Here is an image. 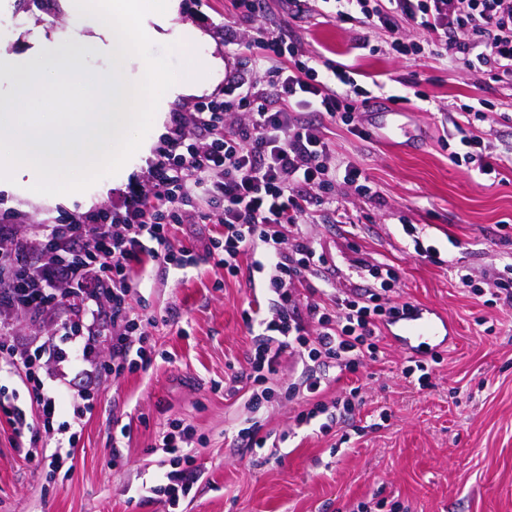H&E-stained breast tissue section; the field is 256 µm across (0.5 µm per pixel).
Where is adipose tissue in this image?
I'll return each mask as SVG.
<instances>
[{"label":"adipose tissue","mask_w":512,"mask_h":512,"mask_svg":"<svg viewBox=\"0 0 512 512\" xmlns=\"http://www.w3.org/2000/svg\"><path fill=\"white\" fill-rule=\"evenodd\" d=\"M67 32L35 29L36 54H0V190L79 198L88 180L126 181L148 155L145 127L161 129L169 103L201 94L219 59L202 34L178 23L180 0H60ZM164 41L185 54L179 72L149 55ZM106 58L89 67L90 51Z\"/></svg>","instance_id":"1"}]
</instances>
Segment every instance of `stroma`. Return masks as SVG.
I'll return each instance as SVG.
<instances>
[{"instance_id": "stroma-1", "label": "stroma", "mask_w": 512, "mask_h": 512, "mask_svg": "<svg viewBox=\"0 0 512 512\" xmlns=\"http://www.w3.org/2000/svg\"><path fill=\"white\" fill-rule=\"evenodd\" d=\"M182 2L183 21L207 34L219 57L231 51L225 25H236L245 42L255 26L274 27L368 91L356 109L359 132L325 123L335 209L280 232L287 241L303 232L324 255L322 276L309 287L362 292L373 282L371 267L382 262L398 275L389 301L436 313L450 334L424 357V388L401 373L411 352L394 327L384 331L377 360L354 373L328 370L320 395L326 405L360 389L354 410L330 432L297 423L312 402L286 395L303 368L296 358L269 379L272 402L254 410L247 389L225 394L224 380L247 370L259 339L244 310L258 304L267 314L273 307L265 256L258 248L245 252L229 276L208 255L223 225H171L173 249L188 248L196 261L149 269L133 290L135 310L157 320L149 368L106 372L112 349L101 340L93 357L102 369L99 405L70 467L52 471L26 459L0 418V512H356L361 503L369 512H512V304L497 285L512 262V85L443 52L412 54L427 35L411 23L386 29L339 22L327 17L325 0H306L297 17L288 0H259L252 24L240 21L233 0ZM34 23L65 29L58 0H14L0 20V49L32 52L26 35ZM480 100L489 103L482 136L502 158L494 176L452 156L453 122ZM391 110L401 112L404 129L389 143L373 127ZM349 167L366 178L370 195L347 181ZM4 210L32 239L26 260L33 264L41 257L37 235L85 206L1 191ZM418 239L433 246L434 257L415 253ZM461 271L473 288L462 287ZM65 317L61 309L17 316L16 340L43 342ZM174 420L188 426L198 453L191 489L171 505L147 498L146 489L175 469L173 455L155 447L159 427ZM254 423L265 447L238 435Z\"/></svg>"}]
</instances>
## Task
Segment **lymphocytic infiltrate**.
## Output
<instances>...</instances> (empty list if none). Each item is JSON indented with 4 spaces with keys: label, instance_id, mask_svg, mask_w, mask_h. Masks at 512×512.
<instances>
[{
    "label": "lymphocytic infiltrate",
    "instance_id": "1",
    "mask_svg": "<svg viewBox=\"0 0 512 512\" xmlns=\"http://www.w3.org/2000/svg\"><path fill=\"white\" fill-rule=\"evenodd\" d=\"M372 0H336L335 18L367 27H393L397 20L427 31L430 50L447 47L461 55H475L479 64L497 69L500 80L512 79V0H389L391 10L376 11ZM230 45H245L248 63L233 60L221 95L176 113L174 129L156 152L148 169L150 191L136 190L111 209L87 211L65 224L52 225L42 240L43 258L28 264L23 256L26 237L17 236L9 215L0 216V239L12 247L0 251V369L17 374L36 405L38 422H30L17 396L0 390V416L11 424L16 447L27 459L48 460L51 469L65 466L69 454L26 447L24 438L35 424L58 429L69 443H77L87 417L98 406L96 389L64 391L57 374L42 359L56 351L59 362L76 368L95 349L94 323L109 317L113 374L147 367L153 345L146 332L151 320L137 312L131 295L139 273L150 266L182 265L188 250H174L168 229L173 224L211 222L224 227L212 240L209 255L229 275L239 271L246 248L262 246L271 266L267 289L276 297L271 318L254 319L262 338L255 345L244 377L252 384L250 401L261 409L271 400L265 386L283 359L295 356L303 364L298 387L315 403L298 417L299 424L320 420L329 430L326 407L317 400L327 368L355 370L364 358H376L380 327L403 312L402 304L383 306L380 287L392 286L396 275L386 264L373 268L374 286L363 294H332L329 300L297 293L316 265L317 250L304 235L284 244L283 224L311 223L316 212L331 207L329 187L336 174L328 164L330 144L323 119L353 123L356 98L363 89L340 68L288 45L283 31L263 28L256 40L240 42L236 30L225 29ZM243 111L247 122L229 126L226 113ZM198 138L187 141L186 126ZM214 203L211 211L196 207V199ZM53 307L69 309L84 322L82 333L67 348L44 342L16 351L13 321L18 313L39 315ZM316 342H309L310 331ZM67 420H60V413Z\"/></svg>",
    "mask_w": 512,
    "mask_h": 512
}]
</instances>
